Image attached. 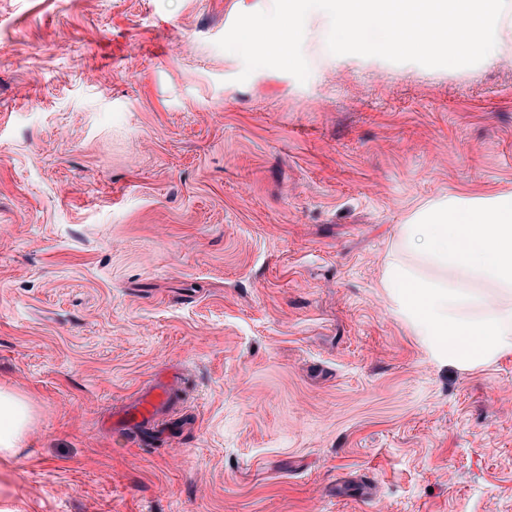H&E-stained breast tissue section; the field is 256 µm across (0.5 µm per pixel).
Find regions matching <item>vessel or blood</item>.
<instances>
[{
  "mask_svg": "<svg viewBox=\"0 0 512 512\" xmlns=\"http://www.w3.org/2000/svg\"><path fill=\"white\" fill-rule=\"evenodd\" d=\"M175 404V375L168 372L150 387L140 390L122 401L109 419L112 429L128 435L140 428L150 427L164 433L165 422Z\"/></svg>",
  "mask_w": 512,
  "mask_h": 512,
  "instance_id": "obj_1",
  "label": "vessel or blood"
}]
</instances>
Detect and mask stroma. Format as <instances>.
I'll return each instance as SVG.
<instances>
[{
    "instance_id": "stroma-1",
    "label": "stroma",
    "mask_w": 512,
    "mask_h": 512,
    "mask_svg": "<svg viewBox=\"0 0 512 512\" xmlns=\"http://www.w3.org/2000/svg\"><path fill=\"white\" fill-rule=\"evenodd\" d=\"M273 0H0V512H512V353L440 362L380 281L512 192V70L217 45ZM161 440L109 429L159 372ZM32 423L28 402L18 394L0 389V455L12 458L28 433Z\"/></svg>"
}]
</instances>
